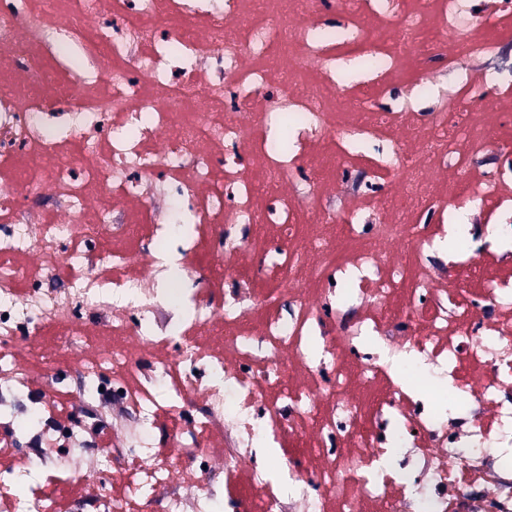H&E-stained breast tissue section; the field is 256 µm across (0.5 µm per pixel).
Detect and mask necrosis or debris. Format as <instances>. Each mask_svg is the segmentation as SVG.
I'll return each mask as SVG.
<instances>
[{"mask_svg": "<svg viewBox=\"0 0 512 512\" xmlns=\"http://www.w3.org/2000/svg\"><path fill=\"white\" fill-rule=\"evenodd\" d=\"M510 35L512 0H0V338L94 349L49 413L0 359V483L65 489L0 512H512Z\"/></svg>", "mask_w": 512, "mask_h": 512, "instance_id": "obj_1", "label": "necrosis or debris"}]
</instances>
